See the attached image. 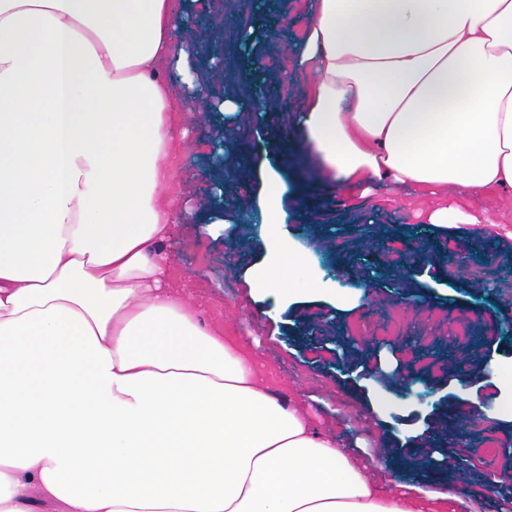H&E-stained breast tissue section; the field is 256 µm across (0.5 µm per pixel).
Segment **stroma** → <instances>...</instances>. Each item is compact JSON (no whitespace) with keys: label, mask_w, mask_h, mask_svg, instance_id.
<instances>
[{"label":"stroma","mask_w":512,"mask_h":512,"mask_svg":"<svg viewBox=\"0 0 512 512\" xmlns=\"http://www.w3.org/2000/svg\"><path fill=\"white\" fill-rule=\"evenodd\" d=\"M303 30L300 23L286 27L276 47L257 37L226 50L242 68L263 60L254 83L270 98L267 125L241 122L216 109L204 123L195 113L185 115L188 134L169 159L173 190L189 209L188 222L173 225L166 242L178 282L198 301L202 325L225 328L258 345L260 374L269 388L305 404L345 445H360L374 459L389 453L402 484H418L420 473L433 472L435 484L463 499L460 512H500L496 501L477 491L506 466L502 445L512 441L511 419L471 421L461 429L453 449L470 458L463 475L434 469L433 450L423 439L445 413L463 406L450 357L465 354L470 395L479 401L499 385L490 365L512 366V336L501 335L493 317L501 303L512 301V237L494 230L498 223L512 228V199L493 192L475 198L474 209L493 217L494 225L431 226L424 222L432 205L428 199L402 192L363 199L330 195L317 175L318 159L302 146L301 136L265 152L269 128H294L305 109L303 76L293 63ZM241 143L251 163L238 175L239 189L220 187L200 200V177L208 173L213 155ZM271 169L285 187L286 216L275 228L266 224L261 204L263 180ZM300 203L314 225L296 218L294 207ZM274 231L309 262L308 271L294 273L297 292L288 301L250 290L253 275L267 261L266 240ZM461 243L472 258L465 277L450 263ZM494 267L504 271V278L490 291H477ZM368 273L380 282L371 306L400 314L399 324H378L371 307H358V283ZM313 282L321 291L311 296L305 289ZM338 292L347 294V303L335 301ZM467 307L478 314L471 323L476 341L465 349L448 314ZM411 324L434 341V349L421 353L404 341ZM483 336L497 337V350L485 352L479 343ZM401 362L416 363L436 404L397 392L394 374Z\"/></svg>","instance_id":"1"}]
</instances>
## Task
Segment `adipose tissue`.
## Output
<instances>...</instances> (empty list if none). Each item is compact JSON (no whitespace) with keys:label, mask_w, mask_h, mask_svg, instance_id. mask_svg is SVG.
I'll use <instances>...</instances> for the list:
<instances>
[{"label":"adipose tissue","mask_w":512,"mask_h":512,"mask_svg":"<svg viewBox=\"0 0 512 512\" xmlns=\"http://www.w3.org/2000/svg\"><path fill=\"white\" fill-rule=\"evenodd\" d=\"M300 130L336 193L512 197V0H312ZM172 0H0V512H447L204 327L163 251L196 81ZM276 241L253 288L305 267Z\"/></svg>","instance_id":"ef3b65f1"}]
</instances>
